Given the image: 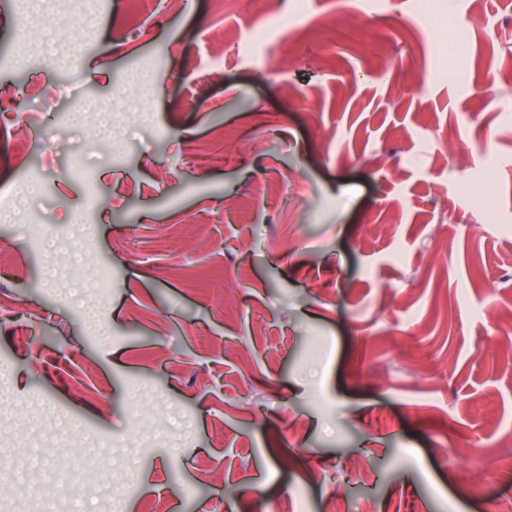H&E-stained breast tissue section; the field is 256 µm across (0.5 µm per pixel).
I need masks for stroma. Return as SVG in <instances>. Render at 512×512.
I'll use <instances>...</instances> for the list:
<instances>
[{"label":"stroma","instance_id":"35a3bbf8","mask_svg":"<svg viewBox=\"0 0 512 512\" xmlns=\"http://www.w3.org/2000/svg\"><path fill=\"white\" fill-rule=\"evenodd\" d=\"M223 3L0 13V512H512V0ZM95 143L84 144L72 152L68 176L82 184L85 194L89 197L93 194V184L89 178V165L86 157L88 149L94 148Z\"/></svg>","mask_w":512,"mask_h":512}]
</instances>
